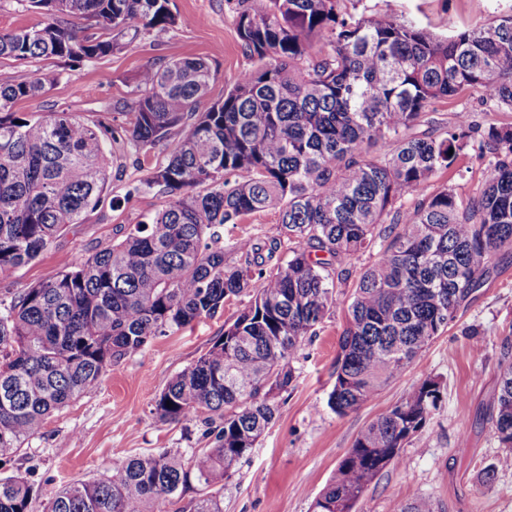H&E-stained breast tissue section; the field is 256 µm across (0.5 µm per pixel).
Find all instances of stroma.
Wrapping results in <instances>:
<instances>
[{
  "instance_id": "obj_1",
  "label": "stroma",
  "mask_w": 512,
  "mask_h": 512,
  "mask_svg": "<svg viewBox=\"0 0 512 512\" xmlns=\"http://www.w3.org/2000/svg\"><path fill=\"white\" fill-rule=\"evenodd\" d=\"M170 7L191 23L174 30L165 42L145 35L95 63L4 59L0 84L57 70L58 81L44 93L18 101L16 112L37 120L65 110L89 123L121 125L128 105L140 94L138 77L146 66L198 57L214 72L204 106L222 101L239 75L257 64L238 38L235 0H170ZM344 9L356 17L390 13L446 37L474 22L488 24L512 15V0H345ZM429 109L448 124L458 112L472 113L485 126L512 124V111L483 104L466 92L432 101ZM167 155L166 147H158L141 168L125 165L123 155H116L114 162L124 173L111 183L110 201L87 212L82 223L70 225L36 261L0 273V300H11L49 270L112 244L117 227L163 209L166 196L144 188L143 181ZM488 167V158L463 156L433 185L453 186L468 198L477 193ZM380 252L376 246L352 260L348 280L336 288L331 314L293 361L295 378L278 398L275 420L225 485L224 512H310L314 497L361 430L428 377L441 385L437 409L402 448L400 466L382 471L353 512H394L416 497L430 501L433 512H512V469L497 466L503 450L490 420L500 363L504 354L512 355V254L404 374L358 410L340 416L328 405L338 339L357 277ZM240 306L239 300L229 301L215 316L156 337L144 351L112 365L86 395L47 418L20 455L0 460V478L23 474L34 484L60 488L110 474L135 455L207 447L201 419L161 422L154 400L168 379L211 347ZM491 467L496 470L493 480L482 483L483 472Z\"/></svg>"
}]
</instances>
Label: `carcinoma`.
Listing matches in <instances>:
<instances>
[{
    "label": "carcinoma",
    "mask_w": 512,
    "mask_h": 512,
    "mask_svg": "<svg viewBox=\"0 0 512 512\" xmlns=\"http://www.w3.org/2000/svg\"><path fill=\"white\" fill-rule=\"evenodd\" d=\"M41 26L0 33V59L96 62L141 34L163 41L188 20L170 0H26ZM93 23L85 34L67 25ZM238 37L259 66L201 112L212 71L182 58L139 74L130 126L90 125L70 112L32 120L15 103L52 85L46 71L0 85V272L35 261L70 224L106 199L107 143L141 164L171 134L167 162L142 186L168 197L112 244L0 301V458L13 457L46 417L89 392L125 356L143 351L242 296L224 333L155 399L167 422L203 417L210 446L127 459L101 479L62 489L0 478V512H224V485L276 417L302 343L336 304L346 265L376 243L339 338L334 412L345 415L402 375L452 324L512 250V124L483 127L455 113L435 128L429 103L469 92L512 110V16L434 36L387 13L356 18L342 0H239ZM329 34L330 51L313 50ZM489 154L491 172L465 201L430 193L463 151ZM420 196L405 210L399 201ZM272 210L288 240L224 242L220 229ZM440 383L424 379L366 426L313 502L352 512L366 488L401 460L425 427ZM512 468V361L491 415ZM194 496L184 499L188 491Z\"/></svg>",
    "instance_id": "obj_1"
}]
</instances>
